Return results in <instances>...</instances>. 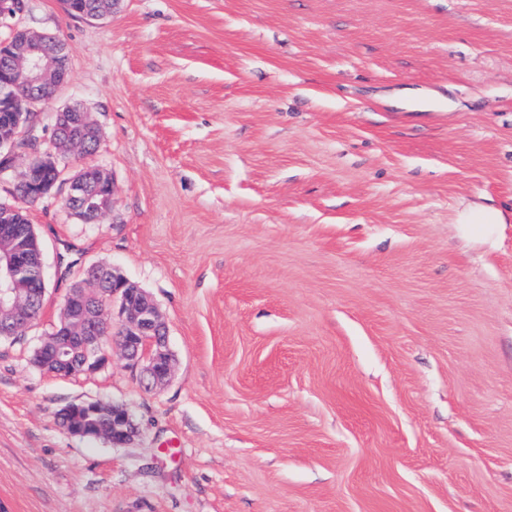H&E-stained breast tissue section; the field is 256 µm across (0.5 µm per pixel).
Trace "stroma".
<instances>
[{"instance_id": "1", "label": "stroma", "mask_w": 512, "mask_h": 512, "mask_svg": "<svg viewBox=\"0 0 512 512\" xmlns=\"http://www.w3.org/2000/svg\"><path fill=\"white\" fill-rule=\"evenodd\" d=\"M15 25L69 50L34 136L80 103L102 139L27 208L46 292L0 340V512H512V0H26ZM84 166L112 178L93 224L65 203ZM466 203L503 236L455 238ZM93 264L167 326L154 391L117 346L29 363ZM85 400L138 434H69ZM83 415L85 421L91 422L88 429L76 425V419ZM106 418L102 423H96V417ZM62 426L71 434L86 439L105 438L112 444H122L130 441L139 432L135 417L126 407L117 403L98 400H86L70 403L58 413Z\"/></svg>"}]
</instances>
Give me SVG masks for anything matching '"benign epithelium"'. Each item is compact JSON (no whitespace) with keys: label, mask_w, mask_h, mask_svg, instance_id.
I'll return each mask as SVG.
<instances>
[{"label":"benign epithelium","mask_w":512,"mask_h":512,"mask_svg":"<svg viewBox=\"0 0 512 512\" xmlns=\"http://www.w3.org/2000/svg\"><path fill=\"white\" fill-rule=\"evenodd\" d=\"M10 59L24 71L26 83L34 93L57 92L68 75L66 44L53 34H33L24 28L12 29ZM84 126L86 138L96 143L99 130L81 107L70 105L55 125L53 147H72L70 120ZM18 153L16 137L0 138V173L8 171ZM43 162L27 159L23 182L34 186L39 195L48 194L53 185L43 179ZM85 179L69 184L67 207L84 221H90L84 198ZM15 231L0 224V334L13 335L28 328L30 314L45 292L29 285L21 253L14 247ZM105 288L109 308L100 309L90 301L96 289ZM63 317L77 324L72 330H53L37 350L47 360L53 374L69 377L95 373L112 364V323L120 318L121 346L131 368L139 371L140 383L147 391L165 383L171 374L172 354L167 342V327L155 305L139 288L127 283L110 267L94 264L86 270L84 281L72 289L63 303ZM62 426L71 434L86 439L105 438L114 444L130 441L139 432L135 417L117 403L86 400L71 403L58 413Z\"/></svg>","instance_id":"obj_1"}]
</instances>
